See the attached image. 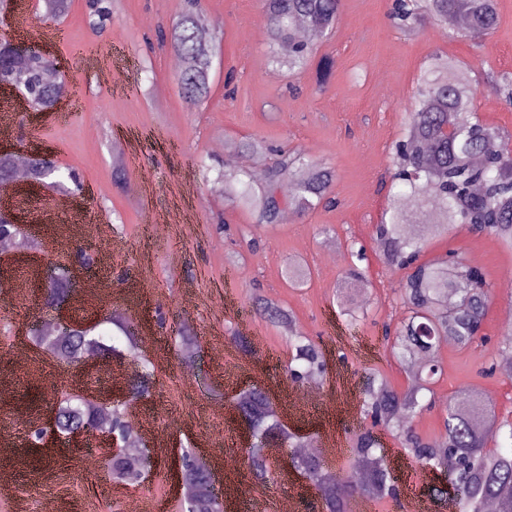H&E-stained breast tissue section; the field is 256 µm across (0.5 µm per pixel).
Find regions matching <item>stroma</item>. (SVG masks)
Listing matches in <instances>:
<instances>
[{
	"label": "stroma",
	"mask_w": 512,
	"mask_h": 512,
	"mask_svg": "<svg viewBox=\"0 0 512 512\" xmlns=\"http://www.w3.org/2000/svg\"><path fill=\"white\" fill-rule=\"evenodd\" d=\"M392 2L342 0L333 34L314 41L317 57L335 62L321 88L315 67L294 75L271 63L267 36L255 33L262 24L258 0H202L219 37V57L210 96L196 106L178 92L172 53L147 43L158 25L175 18L179 0H110L113 20L99 33L89 24V0H70L57 18L47 17L44 0H20L10 17L12 30L22 39L45 33V48L63 67L67 97L60 112L39 115L0 102V126L11 128L0 142L18 153L31 147L53 152L92 198L71 209L64 205L68 192L45 188L14 194L15 209L36 226L43 255L56 262H70L85 246L83 238L57 236V226H105L107 236L99 242L104 265L88 274L102 286L92 294L75 288L72 315L114 310L139 324L142 337L137 354L112 360L108 371L91 363L56 371L54 358L24 333L26 322L51 321L53 312L33 290L25 258L15 251L0 254V399L6 401L0 424L14 434L0 443V455L10 459L9 468L0 470V488L15 493L0 498V512H43L50 496L56 512H127L132 501H161L166 512H178L172 477L183 449L202 455L221 441L237 450L234 464L217 467V476L233 512H248L239 491L254 476L227 405L254 381L280 394L290 431L304 440L337 442L344 453L332 457L331 466L349 472L345 450L362 423L369 373L383 372L400 390L409 386L404 369L382 346L384 325H398L407 315L397 291L402 273L382 262L373 231L388 203L393 146L406 129L417 79L430 59L438 53L456 59L477 90L480 118L512 135V105L488 90L491 75L512 72V0H498L494 34L478 38L452 37L440 28L407 35L390 17ZM248 138L329 167L335 207L289 211L287 221L261 229L259 244L249 246L254 213L210 191L214 166L225 162L264 172V163L238 149ZM53 199L61 206L55 221L47 222L42 205ZM354 244L366 249L365 276L346 292ZM450 251L483 271L493 298L483 324L485 344L440 347L436 403L413 424L429 440L439 436L449 400L463 389L486 394L499 416L512 419V376L490 369L512 318V249L455 225L428 239L421 258ZM292 263L306 269L304 285L286 278ZM345 292L367 312L359 324L346 325L340 314ZM258 295L289 310L301 335L320 342L328 361L321 406L293 404L294 393L304 388L288 373L294 350L280 328L257 315ZM183 322L197 338L189 373L172 333ZM143 358L157 367L155 388L133 413L146 425L147 439L161 435L165 443L153 446V464L141 483H117L104 457L65 446L40 467L30 466L28 435L57 384L109 388L117 369H133ZM385 448L387 460L419 477L426 512H448L451 490L435 492L442 476L406 456L393 439ZM290 454L277 449L279 471L265 484L268 496L289 500L293 512H320L314 488L291 468Z\"/></svg>",
	"instance_id": "35a3bbf8"
}]
</instances>
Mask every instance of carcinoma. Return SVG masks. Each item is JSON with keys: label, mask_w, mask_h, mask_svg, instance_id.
Wrapping results in <instances>:
<instances>
[{"label": "carcinoma", "mask_w": 512, "mask_h": 512, "mask_svg": "<svg viewBox=\"0 0 512 512\" xmlns=\"http://www.w3.org/2000/svg\"><path fill=\"white\" fill-rule=\"evenodd\" d=\"M341 0H262V14L271 49V62L290 73L307 69L314 58L311 43L297 35L296 23L305 22L323 35L334 29ZM201 0H182L175 20L158 29V42L184 61L177 76L183 98L202 104L210 93V76L216 56V37L199 24ZM393 18L401 29L419 34L429 26L455 29L458 17L486 33L498 25L497 0H395ZM53 61L34 52L28 58L13 59L0 54V81L22 80L32 99L51 107L66 93L65 77L53 82L45 73ZM492 90L512 105V73L491 78ZM476 89L449 57L437 56L424 71L414 93L405 135L395 145L394 177L402 189L389 200L384 220L375 225L374 236L382 249L384 263L404 271L398 291L407 308L399 326L384 336L385 348L400 365L408 367L423 358L420 373L408 390H396L378 371L368 378L363 414L373 424L394 433L402 446L421 465L438 467L445 459L458 464L455 489L460 512H482L487 500L497 502L499 512H512V447L491 451L482 427L502 432L512 443V423L497 424L494 409L468 393L448 404L444 431L434 440L416 434L410 422L425 408L421 399L433 393L442 375L439 349L451 339L462 347L481 340L491 287L482 271L454 252L428 261L420 260L427 238L442 234L448 225L459 224L472 233H487L512 248V139L498 128L473 118ZM29 178L44 181L57 175V161L42 156L27 160ZM332 171L302 154L283 153L267 168L264 184H253L244 169L227 166L219 172L213 189L232 204L256 212L254 229L278 223L284 208L306 212L334 204L331 197ZM433 222L420 220L423 212ZM50 283L45 305L56 308L69 296L64 270ZM257 309L269 322L281 328L295 350L290 369L298 379L320 380L326 360L320 347L300 335L291 314L265 298L256 299ZM125 336L128 348L136 350L138 338L129 322L114 315L107 319ZM31 338L36 346L49 348L60 359L73 363L93 348L100 353L115 351L105 335L93 328L77 327L63 344L44 333ZM155 366L145 359L132 400L152 395ZM268 399L256 391L240 395L239 406L253 428L255 442L248 451L250 471L257 477L269 474L264 444L281 440L291 448L300 447L280 422L267 410ZM72 399L58 403L61 427L91 426L97 416L90 407L78 415L71 410ZM378 439L370 430L355 435L351 442L358 470L347 476L334 473L317 457L293 459L294 468L316 486L324 512H348L349 498L359 490L374 500L397 496L390 471L378 453ZM113 478L137 483L147 470V462L135 450H122L108 459ZM181 474L188 494L181 512H221L218 497L208 487L192 453L182 456Z\"/></svg>", "instance_id": "cac0c4a2"}]
</instances>
